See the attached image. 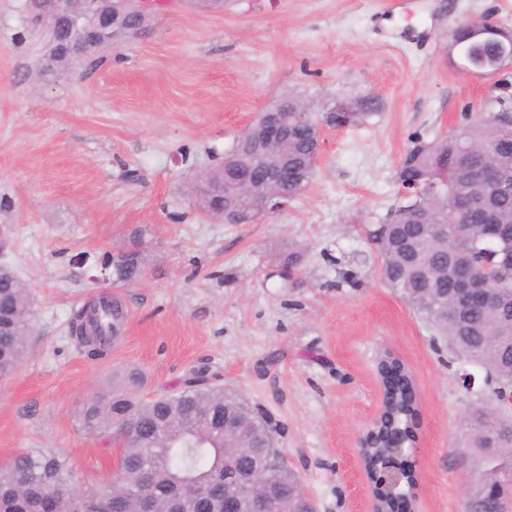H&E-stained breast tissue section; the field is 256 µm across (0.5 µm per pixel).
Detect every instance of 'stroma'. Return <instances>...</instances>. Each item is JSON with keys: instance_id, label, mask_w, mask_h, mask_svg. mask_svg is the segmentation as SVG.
I'll return each mask as SVG.
<instances>
[{"instance_id": "obj_1", "label": "stroma", "mask_w": 512, "mask_h": 512, "mask_svg": "<svg viewBox=\"0 0 512 512\" xmlns=\"http://www.w3.org/2000/svg\"><path fill=\"white\" fill-rule=\"evenodd\" d=\"M482 18L512 29V0H226L220 12L160 0L147 30L93 73L40 80L22 0H0V264L34 299L27 354L0 380V466L44 450L79 488L108 486L115 451L81 428L82 405L130 368L154 397L203 366L280 425L278 447L318 512H365L356 437L378 406L386 350L417 393L415 512H462L461 419L477 396L385 280L367 230L396 204L413 138L512 99V64L468 74L451 46L454 27ZM289 93H369L379 110L322 126L316 176L280 210L210 221L191 195L195 169L222 161ZM295 244L301 282L287 288L278 259ZM116 248L144 258L135 281L101 282ZM102 288L127 320L93 359L72 320Z\"/></svg>"}]
</instances>
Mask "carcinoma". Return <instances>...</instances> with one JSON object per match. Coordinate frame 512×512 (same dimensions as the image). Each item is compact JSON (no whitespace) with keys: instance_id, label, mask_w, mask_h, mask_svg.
<instances>
[{"instance_id":"obj_1","label":"carcinoma","mask_w":512,"mask_h":512,"mask_svg":"<svg viewBox=\"0 0 512 512\" xmlns=\"http://www.w3.org/2000/svg\"><path fill=\"white\" fill-rule=\"evenodd\" d=\"M131 38L124 30L109 32L87 45L74 32L62 30L57 39L74 49L52 68H40V78L82 67L90 71L102 65L106 52ZM459 50L488 71L498 70L500 50L488 42L464 40ZM499 109L467 120L454 134L431 141L416 139L396 169V182L416 185L419 195L399 203L387 220L367 232L383 258L388 284L399 290L425 324L448 346L453 358L484 371L481 395L501 402L497 411L466 415L463 429L464 458L477 481L491 486L499 474L512 467V410L507 397L512 391V265L496 270L497 301L466 307L455 291L457 271L479 265L482 255L469 246L455 245L462 233L471 241L495 234L512 236V107L498 101ZM378 102L371 95L350 100L343 112L313 114L307 123L288 113V142L270 147L267 160L284 171L280 193L253 197L238 195L228 204L241 213L258 205L266 212L279 209L301 195L314 179L316 165L311 155L318 139L319 122L340 126L363 122L375 115ZM260 121L253 122L224 154L243 158L260 139ZM487 170L500 177L476 195L472 208L459 210V201L472 195L469 175ZM229 177L234 167L222 163L198 172L193 192L195 203L209 214L215 200L213 180L219 173ZM302 249H291L279 259L285 282L297 277ZM31 293L14 278L0 281V325H13L12 335H0V378L10 376L20 365L31 332ZM459 308L457 318H448V308ZM98 336H83L88 308L76 315V330L89 346V354L102 356L125 319L122 304L102 297L91 305ZM397 366L384 353L377 372L384 390L383 417L370 436L371 447L363 456L369 476L390 459L386 431L403 432L414 441L412 429L417 401L409 391L413 383L391 387L385 372ZM143 375L129 370L112 389L85 403L78 418L89 433L106 437L122 431L120 455L112 484L105 490L81 492L68 462L54 454L27 452L0 467V512H224L225 473L250 466L254 458L241 456L243 448H264L269 436L280 430L262 420L260 407L237 394L211 387L192 378L174 394L143 400L134 391L142 387ZM274 483L273 497L261 512H308V500L300 494L297 476L281 464L268 468Z\"/></svg>"}]
</instances>
